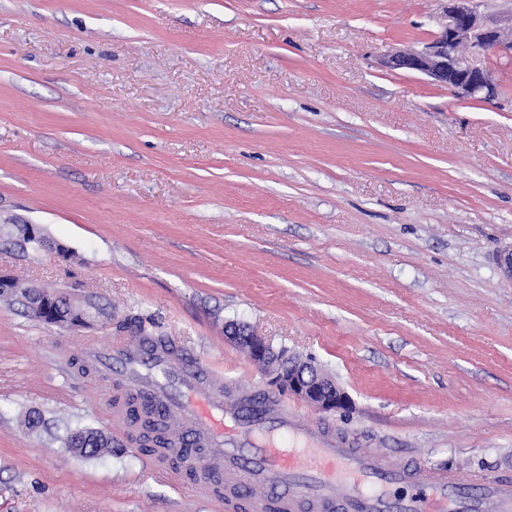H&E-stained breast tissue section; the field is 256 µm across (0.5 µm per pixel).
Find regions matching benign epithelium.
Here are the masks:
<instances>
[{"label":"benign epithelium","mask_w":512,"mask_h":512,"mask_svg":"<svg viewBox=\"0 0 512 512\" xmlns=\"http://www.w3.org/2000/svg\"><path fill=\"white\" fill-rule=\"evenodd\" d=\"M439 30L420 50L398 49L382 66L422 74L473 99L493 97L495 83L489 71L474 64L476 56L512 55V10L489 14L478 10L477 0H440ZM10 234L46 244L38 224L13 223ZM0 300L19 301L38 322L64 329L88 325L83 311L67 308L68 299L54 289L29 286L0 269ZM224 336L242 350L267 379L271 390L288 392L323 413L348 411L351 402L335 379L309 361L282 357L265 337L249 326L228 322Z\"/></svg>","instance_id":"7a95c632"}]
</instances>
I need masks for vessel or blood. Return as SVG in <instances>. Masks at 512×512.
Masks as SVG:
<instances>
[{
    "instance_id": "1",
    "label": "vessel or blood",
    "mask_w": 512,
    "mask_h": 512,
    "mask_svg": "<svg viewBox=\"0 0 512 512\" xmlns=\"http://www.w3.org/2000/svg\"><path fill=\"white\" fill-rule=\"evenodd\" d=\"M104 373L133 370V385L165 404L177 417L203 427L210 465L270 493L280 512H296L307 499L318 512H458L455 476L416 465L386 474L380 463L346 447L330 431L297 419L287 402L270 409L266 399L228 402L206 388L208 367L194 359H173L123 342L98 356ZM407 481L411 493L398 498L383 489L387 480ZM486 512H512V480L488 481Z\"/></svg>"
}]
</instances>
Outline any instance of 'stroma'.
Instances as JSON below:
<instances>
[{
  "label": "stroma",
  "instance_id": "stroma-1",
  "mask_svg": "<svg viewBox=\"0 0 512 512\" xmlns=\"http://www.w3.org/2000/svg\"><path fill=\"white\" fill-rule=\"evenodd\" d=\"M437 0H0V268L80 303L64 330L0 301V512H253L154 470L82 374L140 321L266 390L224 335L313 362L347 414L289 397L392 468L512 475V57L499 95L381 68ZM69 250L61 257L57 245ZM44 424L32 430L28 414ZM112 450L73 455L67 428ZM91 434L98 435L99 436V440L94 444L93 447H91V449L88 452H86V453H78L76 455H78L80 457H84V458H91V457H94V456H96L97 454H99L101 452H104V451L111 452V450H112V439L110 437H108L106 439V438H104L102 431H99V430H96V429H93V428H88V427H77L75 429L70 430L67 433V436H66V439H65V444H66V446L70 450H72L75 441L79 437L88 436V435H91Z\"/></svg>",
  "mask_w": 512,
  "mask_h": 512
}]
</instances>
